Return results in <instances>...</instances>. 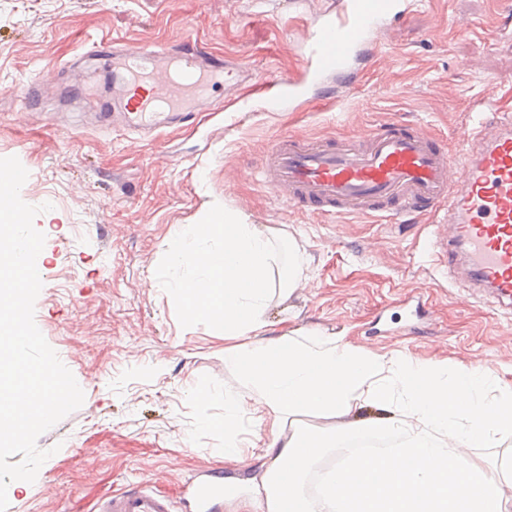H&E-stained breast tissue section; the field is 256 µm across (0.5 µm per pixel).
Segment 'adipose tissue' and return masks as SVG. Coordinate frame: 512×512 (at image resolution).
I'll list each match as a JSON object with an SVG mask.
<instances>
[{"mask_svg": "<svg viewBox=\"0 0 512 512\" xmlns=\"http://www.w3.org/2000/svg\"><path fill=\"white\" fill-rule=\"evenodd\" d=\"M167 258L196 269L170 289L185 318L223 334L225 364L251 389L246 400L225 397L224 415L210 427L223 433L226 457L262 459L254 512H512L501 465L461 453L512 440V388L492 369L372 353L318 332L272 335L267 310L292 299L306 258L294 239L232 209L175 225ZM248 414L260 430L253 440L240 428ZM300 415L325 426L287 431ZM369 433L403 442L338 461L310 502L303 482L312 465Z\"/></svg>", "mask_w": 512, "mask_h": 512, "instance_id": "obj_1", "label": "adipose tissue"}]
</instances>
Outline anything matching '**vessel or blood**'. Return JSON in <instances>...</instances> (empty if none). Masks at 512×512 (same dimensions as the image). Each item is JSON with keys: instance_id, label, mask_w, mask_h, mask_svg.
Listing matches in <instances>:
<instances>
[{"instance_id": "1", "label": "vessel or blood", "mask_w": 512, "mask_h": 512, "mask_svg": "<svg viewBox=\"0 0 512 512\" xmlns=\"http://www.w3.org/2000/svg\"><path fill=\"white\" fill-rule=\"evenodd\" d=\"M401 13V0H347L340 18L304 29L308 47L304 81L275 80L272 98L301 103L309 87L333 77L352 82L369 61L371 39ZM88 56L112 71V101L93 102L100 112L117 111L142 129L147 114L163 110L169 123L188 121L222 78L244 81L234 58L207 57L192 36L173 46H116L100 38ZM264 183L298 209L338 221L361 215L406 214L428 209L446 232L435 235L437 260L446 268L464 261L471 283L492 289L512 304V118L463 128L458 156L421 127L391 120L356 141L276 138L260 161ZM224 502V476L198 472L179 497L130 485L102 498L97 512H216Z\"/></svg>"}]
</instances>
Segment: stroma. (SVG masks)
<instances>
[{
  "label": "stroma",
  "instance_id": "1",
  "mask_svg": "<svg viewBox=\"0 0 512 512\" xmlns=\"http://www.w3.org/2000/svg\"><path fill=\"white\" fill-rule=\"evenodd\" d=\"M345 0H0V157L29 176L46 237L35 322L85 398L37 442L51 450L7 512H94L131 483L177 494L204 470L260 479L258 460L224 456L205 429L225 396L249 388L224 364V340L186 323L162 282L174 225L223 206L304 249L306 278L292 312L271 322L344 336L377 353L491 367L512 388V310L459 287L428 247L437 218H354L338 224L296 210L264 186L257 164L281 135L348 142L388 120L421 126L456 151L467 123L512 112V28L503 0H404L376 38L377 54L348 93L268 111L270 83L306 76L299 32ZM192 34L199 48L238 58L250 83L211 88L209 111L150 135L100 115L71 92L111 94L86 52L98 36L140 46ZM37 82V109L21 87Z\"/></svg>",
  "mask_w": 512,
  "mask_h": 512
}]
</instances>
